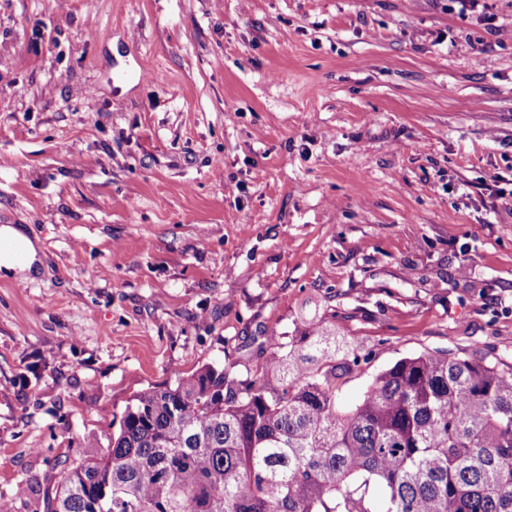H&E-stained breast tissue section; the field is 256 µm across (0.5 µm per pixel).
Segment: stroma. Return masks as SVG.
Returning a JSON list of instances; mask_svg holds the SVG:
<instances>
[{"mask_svg":"<svg viewBox=\"0 0 512 512\" xmlns=\"http://www.w3.org/2000/svg\"><path fill=\"white\" fill-rule=\"evenodd\" d=\"M0 499L324 321L512 364V0H0ZM0 237L6 241L13 243L28 254V260L23 265H16L13 261L6 260L1 263L6 274H16L30 272L37 260V246L20 227H13L11 224H3L0 227Z\"/></svg>","mask_w":512,"mask_h":512,"instance_id":"35a3bbf8","label":"stroma"}]
</instances>
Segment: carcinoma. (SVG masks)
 I'll list each match as a JSON object with an SVG mask.
<instances>
[{
    "instance_id": "cac0c4a2",
    "label": "carcinoma",
    "mask_w": 512,
    "mask_h": 512,
    "mask_svg": "<svg viewBox=\"0 0 512 512\" xmlns=\"http://www.w3.org/2000/svg\"><path fill=\"white\" fill-rule=\"evenodd\" d=\"M356 350L309 323L252 379L206 364L137 393L46 512H512V365L405 356L346 409Z\"/></svg>"
}]
</instances>
